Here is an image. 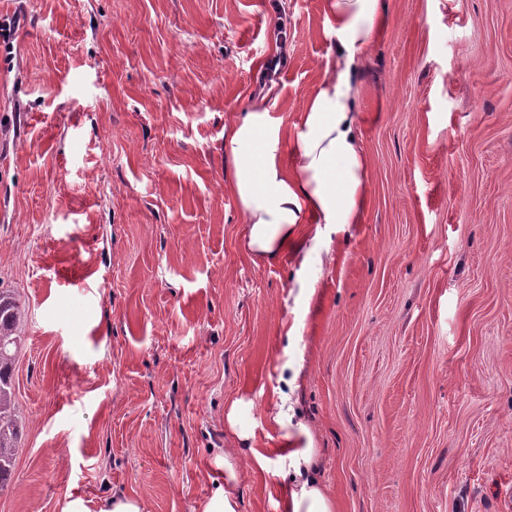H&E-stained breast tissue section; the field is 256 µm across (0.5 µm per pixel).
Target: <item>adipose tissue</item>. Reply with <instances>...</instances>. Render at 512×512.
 Listing matches in <instances>:
<instances>
[{"instance_id":"obj_1","label":"adipose tissue","mask_w":512,"mask_h":512,"mask_svg":"<svg viewBox=\"0 0 512 512\" xmlns=\"http://www.w3.org/2000/svg\"><path fill=\"white\" fill-rule=\"evenodd\" d=\"M325 34L332 46L323 75L302 105L300 120L287 125L274 107L239 113L224 127L228 148L225 182L245 226L241 253L255 264H270L293 253L300 268L312 254L326 253L331 234H345L359 223L367 196V161L354 109L358 90L357 60L369 46L382 17L379 0H322ZM227 422L245 449L224 451L227 479L200 512H236L241 473L239 454L258 467L266 458L250 447L251 437L236 411ZM291 464L279 474L284 512H334L317 466L313 447L294 448Z\"/></svg>"}]
</instances>
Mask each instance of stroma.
<instances>
[{
    "label": "stroma",
    "mask_w": 512,
    "mask_h": 512,
    "mask_svg": "<svg viewBox=\"0 0 512 512\" xmlns=\"http://www.w3.org/2000/svg\"><path fill=\"white\" fill-rule=\"evenodd\" d=\"M358 59L361 223L253 264L224 124L295 123L321 0H0V289L26 309L0 512H198L237 447L313 443L336 512H512V0H381ZM300 334L287 343L286 333ZM302 365L292 422L268 417ZM307 434H300V427ZM237 512H282L252 458ZM99 512H143L140 500L131 494H112V497L103 502Z\"/></svg>",
    "instance_id": "35a3bbf8"
}]
</instances>
